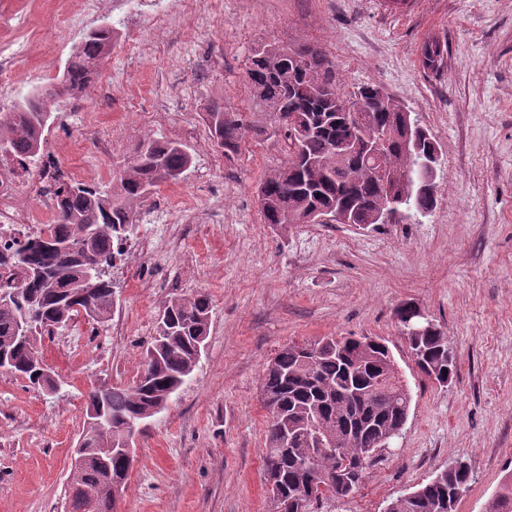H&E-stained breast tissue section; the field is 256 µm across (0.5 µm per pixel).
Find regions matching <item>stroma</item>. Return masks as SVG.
I'll return each mask as SVG.
<instances>
[{"label":"stroma","instance_id":"35a3bbf8","mask_svg":"<svg viewBox=\"0 0 512 512\" xmlns=\"http://www.w3.org/2000/svg\"><path fill=\"white\" fill-rule=\"evenodd\" d=\"M72 9L71 0H0V60L12 81L0 90L4 111L56 85L88 29L116 30L97 76L57 104L40 169L79 170L104 189L147 137L182 144L192 164L138 209L112 270L110 325L60 327L58 337L80 335L75 353L43 343L60 391L0 372V512H67L89 390L130 384L159 310L199 290L212 303L206 350L137 433L116 512H270L263 369L285 344L350 335L386 341L412 405L392 454L327 512H383L458 458L473 473L458 512H490L512 479V0H410L396 10L387 0H198L178 21L157 0H129L125 14L106 6L77 25ZM433 37L447 45L435 71L420 64ZM270 42L321 48L345 90L376 84L411 110L441 151L429 215L364 229L263 223L256 188L286 160L282 140L252 136L224 152L205 114L216 104L248 111V59ZM167 208L175 222L165 228L155 214ZM404 302L446 336L458 366L451 384L416 367L394 314Z\"/></svg>","mask_w":512,"mask_h":512}]
</instances>
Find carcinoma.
Returning <instances> with one entry per match:
<instances>
[{
    "label": "carcinoma",
    "mask_w": 512,
    "mask_h": 512,
    "mask_svg": "<svg viewBox=\"0 0 512 512\" xmlns=\"http://www.w3.org/2000/svg\"><path fill=\"white\" fill-rule=\"evenodd\" d=\"M115 31L97 26L85 32L66 63L58 86L48 92L38 89L7 112H0V170L15 163H38L50 126L51 103L82 90L97 69V62L111 54ZM289 45L272 42L254 50L246 80L252 96V111L226 112L220 105L206 113L217 145L226 152L236 151L241 142L254 134L278 135L287 146V161L271 170L257 187L262 220L266 224H303L311 208L358 211L360 220L369 221L383 201L381 179L370 173L374 158L367 143H347L348 131L343 113L363 112L372 126L385 135L381 163L400 175L413 170L424 158L427 145L408 154L402 141L414 131L402 117L399 102L379 87L366 84L353 92L342 90L334 64L321 50L300 46V59L288 55ZM445 45L439 39L426 41L421 65L436 70L444 60ZM191 165L189 153L177 142L149 137L132 147L117 183L105 191L80 182L56 180L44 189L53 201V223L36 231L17 230L0 246V283L9 284L17 254L44 270L27 291L9 303L0 304V354L6 356L0 367L5 372H23V366L37 364L41 352L37 342L14 335L23 314L36 317L39 338L55 335V330L77 318L103 327L111 320L114 283L110 269L123 253V245L135 228L138 206L158 185L178 179ZM400 207L411 217L425 216L435 207V198L407 194ZM54 243L40 245L43 235ZM211 298L208 293L174 298L157 318V337L147 347L141 369L129 385L109 386L89 391L86 404L102 406L112 419V427L99 430L85 422L83 460L71 464V477L78 485L100 486L97 449L117 447L127 421L148 417L159 400L170 401L191 376L198 364L194 342L209 334ZM437 341L406 337L411 354L427 351L428 363L441 364L453 380L457 364L446 337L436 331ZM360 355L356 336H330L314 342L284 345L266 365L260 384V399L268 412L265 433L264 478L273 472L288 492V504L272 502L273 512H299L302 467L310 465L322 477L314 502L346 498L357 492L365 474L356 480L350 475L360 454L375 452L367 462L370 468L382 459V438L404 428L412 397L384 388L375 382L382 359H393L389 347L375 341L364 368L356 366ZM360 416L366 421L354 442L333 448H313L304 430L336 437L343 430L339 417ZM296 443L289 451L280 445L286 435ZM415 488L417 497L410 506L394 512H456L457 505L472 481L470 466L439 472ZM493 512H512V481L505 484L493 505Z\"/></svg>",
    "instance_id": "carcinoma-1"
}]
</instances>
